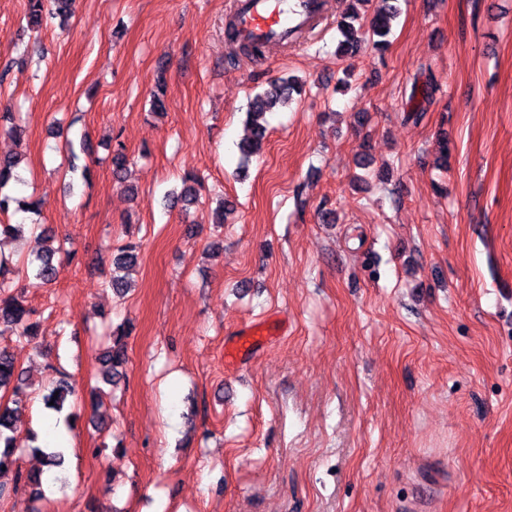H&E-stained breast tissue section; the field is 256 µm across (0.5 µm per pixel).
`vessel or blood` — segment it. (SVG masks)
<instances>
[{"label":"vessel or blood","mask_w":512,"mask_h":512,"mask_svg":"<svg viewBox=\"0 0 512 512\" xmlns=\"http://www.w3.org/2000/svg\"><path fill=\"white\" fill-rule=\"evenodd\" d=\"M321 9V0H250L237 16L238 34L245 41L270 43L286 31L308 28ZM265 333L261 325L247 327L238 344L226 350V359L233 361L248 354Z\"/></svg>","instance_id":"1"}]
</instances>
